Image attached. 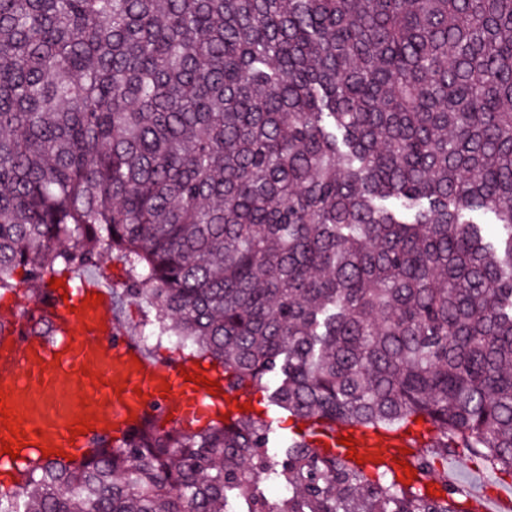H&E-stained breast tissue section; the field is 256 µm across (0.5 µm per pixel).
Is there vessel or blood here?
Segmentation results:
<instances>
[{
	"mask_svg": "<svg viewBox=\"0 0 512 512\" xmlns=\"http://www.w3.org/2000/svg\"><path fill=\"white\" fill-rule=\"evenodd\" d=\"M101 294L98 304L87 295ZM223 382L213 368L171 358L150 357L138 340L119 326L111 291L84 277L66 291L45 289L25 317L12 318L0 336V399L12 410L27 441L18 458L40 448L67 457L92 449L96 441L117 437L149 421L218 423L227 415L228 393L185 380V372ZM91 429L74 434L76 422ZM340 435L352 436L366 471L400 472L412 462L409 438L403 431L365 430L347 425Z\"/></svg>",
	"mask_w": 512,
	"mask_h": 512,
	"instance_id": "obj_1",
	"label": "vessel or blood"
}]
</instances>
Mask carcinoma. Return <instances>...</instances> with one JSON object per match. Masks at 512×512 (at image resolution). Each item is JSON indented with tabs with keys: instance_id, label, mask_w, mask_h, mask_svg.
<instances>
[{
	"instance_id": "1",
	"label": "carcinoma",
	"mask_w": 512,
	"mask_h": 512,
	"mask_svg": "<svg viewBox=\"0 0 512 512\" xmlns=\"http://www.w3.org/2000/svg\"><path fill=\"white\" fill-rule=\"evenodd\" d=\"M106 256L144 349L512 477V0H0V299ZM16 472L0 512H472L250 410Z\"/></svg>"
}]
</instances>
